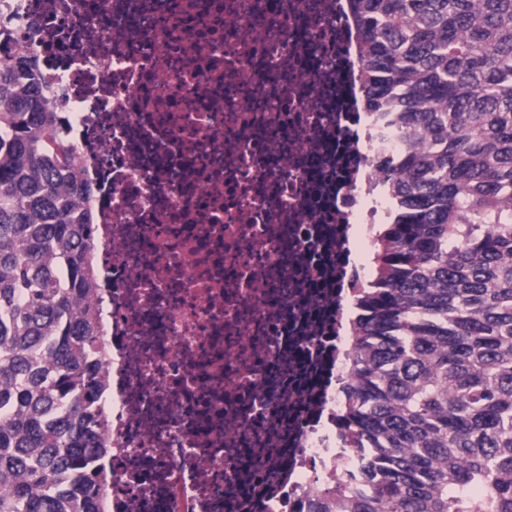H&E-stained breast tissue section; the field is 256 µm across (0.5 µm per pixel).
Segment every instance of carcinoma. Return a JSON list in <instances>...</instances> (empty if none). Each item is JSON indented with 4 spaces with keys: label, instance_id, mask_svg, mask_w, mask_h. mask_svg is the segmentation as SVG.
<instances>
[{
    "label": "carcinoma",
    "instance_id": "1",
    "mask_svg": "<svg viewBox=\"0 0 512 512\" xmlns=\"http://www.w3.org/2000/svg\"><path fill=\"white\" fill-rule=\"evenodd\" d=\"M365 108L413 140L356 294L346 512H512V0H350ZM0 17V512H108L91 191Z\"/></svg>",
    "mask_w": 512,
    "mask_h": 512
}]
</instances>
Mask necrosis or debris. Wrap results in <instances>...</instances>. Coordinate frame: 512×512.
Wrapping results in <instances>:
<instances>
[{
    "instance_id": "necrosis-or-debris-1",
    "label": "necrosis or debris",
    "mask_w": 512,
    "mask_h": 512,
    "mask_svg": "<svg viewBox=\"0 0 512 512\" xmlns=\"http://www.w3.org/2000/svg\"><path fill=\"white\" fill-rule=\"evenodd\" d=\"M95 191L112 512H306L401 141L345 0H0Z\"/></svg>"
}]
</instances>
